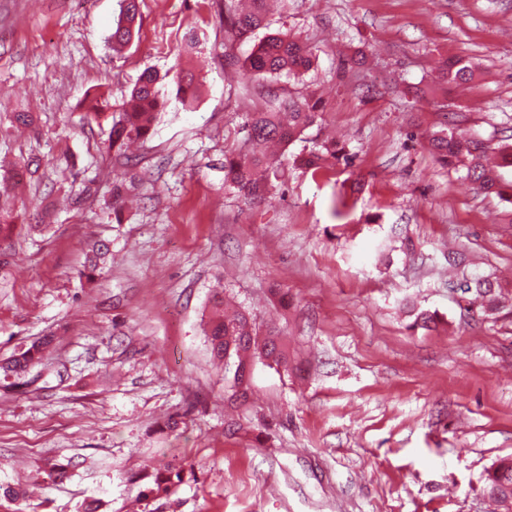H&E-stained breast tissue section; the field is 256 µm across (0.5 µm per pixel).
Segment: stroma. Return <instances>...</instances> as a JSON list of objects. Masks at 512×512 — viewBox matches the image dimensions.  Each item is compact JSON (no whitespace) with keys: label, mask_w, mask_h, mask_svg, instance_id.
<instances>
[{"label":"stroma","mask_w":512,"mask_h":512,"mask_svg":"<svg viewBox=\"0 0 512 512\" xmlns=\"http://www.w3.org/2000/svg\"><path fill=\"white\" fill-rule=\"evenodd\" d=\"M223 2L140 0V30L117 54L120 0H0V185L17 224L0 239V361L53 339L39 365L0 375V484L42 479L49 459L70 473L0 512L91 499L128 512L140 474L168 466L183 479L154 512H491L485 476L512 456V224L422 136L450 112L489 151L512 139V0H276L270 32L313 50L278 92L325 108L254 202L225 187L224 157L265 90ZM449 58L475 65L465 89L444 85ZM147 68L166 106L129 167L109 134ZM182 71L199 83L190 106ZM20 111L36 127L17 129ZM331 135L351 167H293ZM117 177L130 184L118 201ZM43 199L53 226L28 235ZM98 239L112 259L89 278ZM456 252L465 272L493 276L496 311L449 289ZM218 286L279 330L296 365L254 361L243 405L205 336ZM422 311L431 328L414 327Z\"/></svg>","instance_id":"stroma-1"}]
</instances>
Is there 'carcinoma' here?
Listing matches in <instances>:
<instances>
[{"instance_id": "carcinoma-1", "label": "carcinoma", "mask_w": 512, "mask_h": 512, "mask_svg": "<svg viewBox=\"0 0 512 512\" xmlns=\"http://www.w3.org/2000/svg\"><path fill=\"white\" fill-rule=\"evenodd\" d=\"M267 0H251L247 10H239L232 0H226L222 21L224 27L237 38L249 40L267 26ZM140 20L139 0H121V10L110 35L112 47L119 49L129 44L135 36ZM252 75L266 80L281 76H295L312 66V52L300 41L283 34H266L256 43L244 60ZM475 74V66L463 59L444 62L443 80L449 84H463ZM178 93L183 104L189 105L196 98L195 78L182 76ZM130 104L112 123V140L109 147L123 153L125 164L136 166L139 159L123 152L127 144L144 140L152 130L153 122L164 107V99L158 88L155 71L147 68L139 76L129 94ZM321 104L304 96H290L277 103L265 102L262 107L244 116L243 130L247 151L224 156V185L233 189L245 200H255L272 194L283 177L281 160L267 152L271 145H290L302 139L305 131L322 120ZM430 151L442 165L466 170V177L485 194L496 195L512 205V179L505 178L501 170L512 169V145L505 144L500 151L501 162L490 166L485 162V147L472 134L463 133L453 124L429 137ZM352 156L346 146L324 140L307 154L293 158L298 169L317 172L342 163L350 166ZM111 255L110 244L104 240L95 242L85 256L84 268L92 276L102 271ZM465 292L476 291L486 295L494 288L491 277L465 276L457 283ZM207 339L214 359H233L238 366H247L256 359L269 365L288 368V351L278 335L262 332L255 319L245 310L227 311L224 297L215 294L210 300L207 322ZM52 343L48 336L33 342L28 348L0 363V371H24L37 363L43 351ZM149 487L142 492V500L160 499L170 494L171 487L182 481L181 471L167 467L154 473L146 472ZM483 492L493 501L512 503V457L498 460L488 471Z\"/></svg>"}]
</instances>
